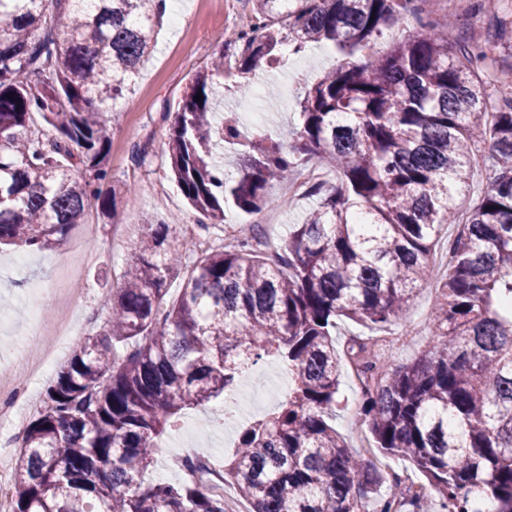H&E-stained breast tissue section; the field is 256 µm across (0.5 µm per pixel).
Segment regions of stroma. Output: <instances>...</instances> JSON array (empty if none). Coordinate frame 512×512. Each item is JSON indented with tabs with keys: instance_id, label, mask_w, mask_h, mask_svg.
Listing matches in <instances>:
<instances>
[{
	"instance_id": "1",
	"label": "stroma",
	"mask_w": 512,
	"mask_h": 512,
	"mask_svg": "<svg viewBox=\"0 0 512 512\" xmlns=\"http://www.w3.org/2000/svg\"><path fill=\"white\" fill-rule=\"evenodd\" d=\"M183 24L163 21L153 55L143 64L136 83L123 100L117 101L110 114V166L112 185L117 191L122 221L107 223L96 211H89L82 228L73 229L66 243L53 250L30 252L25 271H16L10 264L15 251L0 247V317L6 324L0 329V365L20 372L19 353L24 349V331L30 310H38L42 321L56 316L51 293L58 267L75 258L80 250L89 249L91 257L82 268L83 292L73 297L70 306L84 320L82 335L64 343L47 339L48 347L57 348L59 362H66L82 341L83 335L102 330L106 319L103 292L116 287L120 274L133 256V244L146 220L180 216L192 225L195 236L212 239L223 245L224 232L219 227L203 229V216L192 209L168 169L166 142L180 97L193 75L218 52L232 53L226 45L228 33L247 27L253 16L252 0H181ZM339 59V54L326 45H310L296 54L284 51L281 67L260 68L249 87L225 90L221 112L236 114L247 121L251 113L264 115V130L273 139L289 144L299 124L298 100L305 82L320 76ZM145 149L146 162L136 165L131 159L133 147ZM289 185L273 182L266 188L269 200L263 214V229L270 243L281 245L288 237V227L301 223L315 205L312 196L288 197ZM93 226L94 236H87L85 226ZM36 299V308H29V299ZM435 301L434 286L419 289L402 317L410 339L388 349L392 366H400L424 352L430 345L429 316ZM287 374L275 361H260L253 374L242 380L244 396L239 401L238 417L217 431V444L209 452L227 455L237 441L239 422L260 419L282 401L279 392ZM359 388L350 373H343L339 388L340 405L336 410V429L349 446L368 439L366 426L361 425L354 411Z\"/></svg>"
}]
</instances>
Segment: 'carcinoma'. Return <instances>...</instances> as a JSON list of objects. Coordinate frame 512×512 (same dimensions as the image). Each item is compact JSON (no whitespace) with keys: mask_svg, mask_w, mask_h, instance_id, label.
I'll use <instances>...</instances> for the list:
<instances>
[{"mask_svg":"<svg viewBox=\"0 0 512 512\" xmlns=\"http://www.w3.org/2000/svg\"><path fill=\"white\" fill-rule=\"evenodd\" d=\"M159 2L0 0V244L58 248L92 208L119 219L116 191L100 188L112 179L106 103L151 52ZM414 3L253 0L229 66L221 54L185 87L168 140L173 179L213 223L228 203L262 212L267 184L303 166L336 180L310 187L317 205L272 256L255 224L198 256L178 218L146 224L120 287L104 292L103 330L25 427L9 512H225L199 460L175 459L189 475L177 483L150 470L184 410L225 398L264 357L292 375L288 399L243 425L223 459L251 512H360L366 498L373 512H512V64L496 66L498 46L470 31L443 36ZM409 14L421 33L375 50ZM286 43L350 60L305 88L285 149L233 113L216 120L213 106L225 81L243 87L280 64ZM224 143L241 148L233 171L214 162ZM478 161L491 177L448 243L430 348L391 371L365 342L339 356L337 318L388 329L430 280L428 257ZM350 366L364 377L357 414L375 447L426 479L427 497L408 509L393 476L331 425Z\"/></svg>","mask_w":512,"mask_h":512,"instance_id":"carcinoma-1","label":"carcinoma"}]
</instances>
